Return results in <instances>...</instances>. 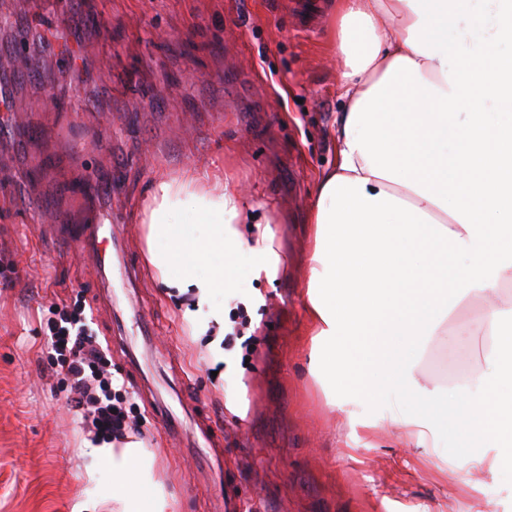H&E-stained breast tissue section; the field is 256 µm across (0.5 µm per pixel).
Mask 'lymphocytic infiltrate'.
Masks as SVG:
<instances>
[{
	"mask_svg": "<svg viewBox=\"0 0 512 512\" xmlns=\"http://www.w3.org/2000/svg\"><path fill=\"white\" fill-rule=\"evenodd\" d=\"M48 343L56 354V371L69 381L68 405L92 441L123 443L139 434L108 370V350L94 337L83 310L56 305L48 322Z\"/></svg>",
	"mask_w": 512,
	"mask_h": 512,
	"instance_id": "1",
	"label": "lymphocytic infiltrate"
}]
</instances>
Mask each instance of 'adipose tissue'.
<instances>
[{
  "instance_id": "obj_1",
  "label": "adipose tissue",
  "mask_w": 512,
  "mask_h": 512,
  "mask_svg": "<svg viewBox=\"0 0 512 512\" xmlns=\"http://www.w3.org/2000/svg\"><path fill=\"white\" fill-rule=\"evenodd\" d=\"M334 0L329 47L343 57L336 163L317 183L310 215L308 330L338 392L366 397L365 378L407 398L401 421L426 448L448 433L475 468L512 469V0ZM205 225L189 236L184 214ZM252 208L223 180L193 168L157 176L144 222L155 279L192 307L191 335L224 358V309L239 257L253 278H273L281 257L270 225L243 235ZM212 265L210 275L199 269ZM494 297L461 336H482L487 372L470 385L428 387L424 351L470 295ZM86 488L72 512H97L99 468L112 472V512H177L143 440L85 442Z\"/></svg>"
}]
</instances>
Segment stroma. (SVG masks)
<instances>
[{
  "mask_svg": "<svg viewBox=\"0 0 512 512\" xmlns=\"http://www.w3.org/2000/svg\"><path fill=\"white\" fill-rule=\"evenodd\" d=\"M291 0H0V114L27 124L0 137V512H72L84 488L87 434L47 378L48 308L79 305L124 383L157 478L178 512H512V470L474 471L449 441L407 448L396 388L333 405L310 372L305 336V221L319 174L336 162L333 120L343 67L327 18ZM67 115L43 107L53 92ZM224 177L271 224L273 280L238 268L225 311L256 296L237 370L212 358L182 321L184 297L146 265L151 181L187 167ZM119 204L107 256L140 267L136 300L118 269L38 223L86 224L80 190ZM486 340L437 337L418 366L433 386L480 367ZM238 411L225 406L226 395ZM376 426L363 428L364 420Z\"/></svg>",
  "mask_w": 512,
  "mask_h": 512,
  "instance_id": "35a3bbf8",
  "label": "stroma"
}]
</instances>
